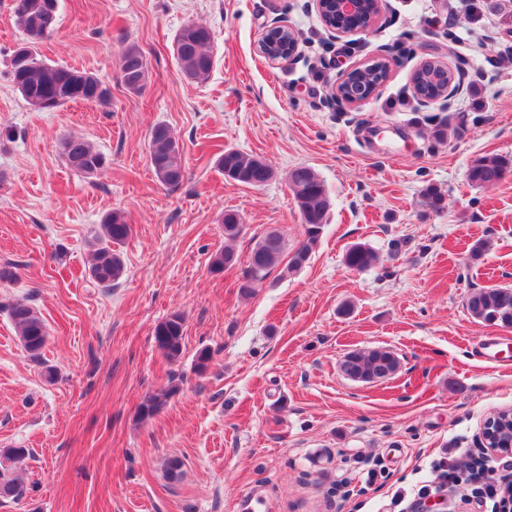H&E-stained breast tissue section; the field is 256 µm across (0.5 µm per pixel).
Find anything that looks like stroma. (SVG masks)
Listing matches in <instances>:
<instances>
[{
    "label": "stroma",
    "mask_w": 512,
    "mask_h": 512,
    "mask_svg": "<svg viewBox=\"0 0 512 512\" xmlns=\"http://www.w3.org/2000/svg\"><path fill=\"white\" fill-rule=\"evenodd\" d=\"M11 7L0 0V268L16 274L0 282V448L32 455L18 471L27 496L0 498V512H431L438 501L497 512L488 492L512 479V456L491 472L460 464L478 456L484 420L512 409V360L475 351L489 336L512 340V328L474 321L465 300L512 287V172L477 187L467 170L485 155L512 159V0H384L371 32L348 36L324 26L314 0H59L41 53L96 73L112 98L51 112L32 111L10 80L23 40ZM191 21L213 37L202 83L173 51ZM280 25L298 49L271 61L258 43ZM128 44L149 67L138 94L119 80ZM376 59L387 80L362 105H337L341 73ZM427 61L459 74L457 95L418 101L412 76ZM457 112L464 130L435 140L433 118ZM160 122L184 151L176 187L148 161ZM66 134L91 140L106 167L71 171ZM227 149L263 158L273 178L259 189L229 181L215 164ZM300 165L330 197L321 239L301 269L278 263L243 295L260 238L278 231L291 251L305 238L288 185ZM429 187L439 210L422 202ZM228 209L242 224L229 243L238 262L218 273ZM113 211L132 234L122 278L102 288L86 272L87 242ZM357 243L378 253L376 267L346 265ZM18 299L48 326L42 361L9 320ZM173 313L185 318L175 360L153 338ZM373 347L398 356L393 378L341 375L347 352ZM173 382L167 407L139 420L144 398Z\"/></svg>",
    "instance_id": "stroma-1"
}]
</instances>
